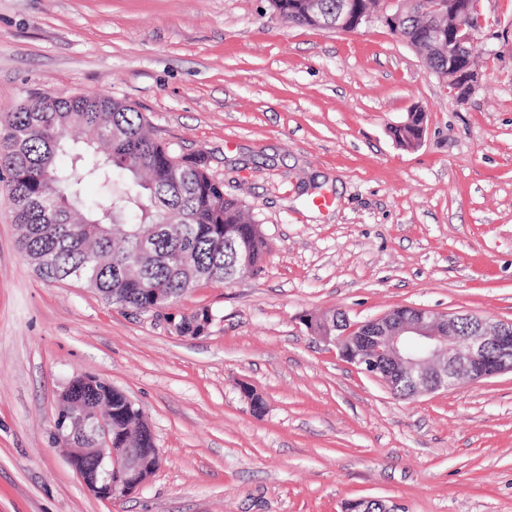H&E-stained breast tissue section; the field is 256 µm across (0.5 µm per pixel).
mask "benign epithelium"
I'll return each instance as SVG.
<instances>
[{
    "mask_svg": "<svg viewBox=\"0 0 512 512\" xmlns=\"http://www.w3.org/2000/svg\"><path fill=\"white\" fill-rule=\"evenodd\" d=\"M448 27L430 34L432 42L445 43L447 28L458 33L456 42L466 50L474 46L473 31L478 22V0H448ZM303 9L322 19L326 29L353 32L372 22H379L391 33L398 32L405 4L403 0H385L373 13L363 7V0H340L336 14L324 16L319 0H304ZM473 56L458 61L448 69V86L462 100L475 89ZM467 321L470 332L458 335V324ZM322 340L332 344L339 356L360 371L378 378L384 385H409L417 394L450 390L462 376L480 383L505 372L512 373V323L496 322L469 313L439 312L414 308L407 318L389 311L367 321L343 326L336 322V335ZM496 350L497 362L487 365V352ZM103 416L91 420L84 406L77 405L55 422V441L68 449V461L84 487L105 500L125 498L141 488L152 473L143 470L139 460L123 448L87 447L80 442L86 433H96ZM122 466L128 478L124 483L111 480L112 469Z\"/></svg>",
    "mask_w": 512,
    "mask_h": 512,
    "instance_id": "1",
    "label": "benign epithelium"
}]
</instances>
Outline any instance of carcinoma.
<instances>
[{
  "label": "carcinoma",
  "instance_id": "obj_1",
  "mask_svg": "<svg viewBox=\"0 0 512 512\" xmlns=\"http://www.w3.org/2000/svg\"><path fill=\"white\" fill-rule=\"evenodd\" d=\"M279 16L300 26L316 23L292 0H271ZM444 18L435 0H410L401 36L412 42L432 71L448 74L457 62L455 40L440 50L423 42L426 29ZM425 112L416 109L393 129L403 147L421 139ZM71 154L61 167L59 155ZM0 181L7 184L19 247L48 283L75 282L109 303L137 313L162 314L203 281H224L233 255L248 257L251 273L268 251L261 229L224 184L209 173L204 153L176 156L148 132L142 113L106 96H44L20 102L0 119ZM96 195L85 203L86 188ZM150 234V250L138 249ZM213 320L203 309L179 322L180 333L198 335ZM110 421L91 444L138 448L146 468L156 464L155 441L143 412L127 396L94 378H78L59 395Z\"/></svg>",
  "mask_w": 512,
  "mask_h": 512
}]
</instances>
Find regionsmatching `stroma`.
Here are the masks:
<instances>
[{
    "mask_svg": "<svg viewBox=\"0 0 512 512\" xmlns=\"http://www.w3.org/2000/svg\"><path fill=\"white\" fill-rule=\"evenodd\" d=\"M474 43L460 101L378 23L294 26L269 0H0V113L122 100L175 155L204 152L270 242L257 274L179 300L173 316L214 315L183 335L42 281L0 183V512H512V373L402 399L306 324L400 306L512 322V0H480ZM418 108L423 138L400 146ZM79 374L153 433L159 466L123 499L52 442ZM425 112L416 109L408 113L407 119L393 129L395 140L403 147H414L421 139Z\"/></svg>",
    "mask_w": 512,
    "mask_h": 512,
    "instance_id": "1",
    "label": "stroma"
}]
</instances>
